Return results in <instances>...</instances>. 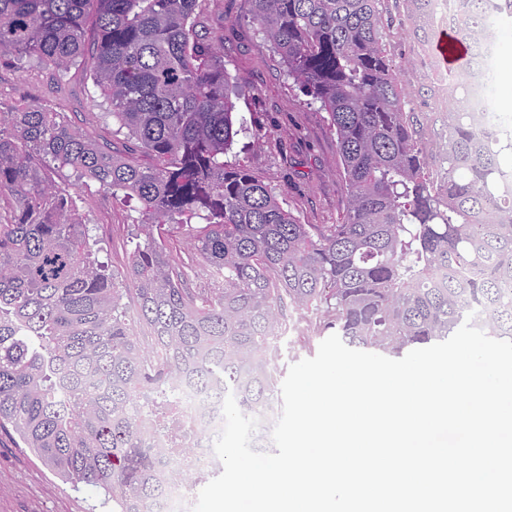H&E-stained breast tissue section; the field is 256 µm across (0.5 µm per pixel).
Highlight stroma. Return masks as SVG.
Wrapping results in <instances>:
<instances>
[{
	"mask_svg": "<svg viewBox=\"0 0 512 512\" xmlns=\"http://www.w3.org/2000/svg\"><path fill=\"white\" fill-rule=\"evenodd\" d=\"M251 0H207L198 24L217 33L224 67L239 90L234 104L247 118L252 133L236 160L270 187L278 201L302 224H338L346 212L348 194L336 131L328 113L312 102L288 75V66L252 21ZM392 54L401 68L407 107L415 116L433 110L435 96L419 80L416 44L393 30ZM102 97L89 74L71 68L65 80L53 70L30 62L17 67L11 55L0 56V111L40 105L62 113L67 124L84 137L110 144L126 155L127 139L104 114ZM70 186L89 236L115 276H123L137 240L153 235L165 246L171 267L184 271L183 283L193 292L220 294L209 281L208 264L194 251V240L206 221L194 216L180 223L141 222L138 201H125L96 182L76 180L72 172L56 176ZM0 512H109L98 491L72 485L49 470L26 447L11 425L0 426Z\"/></svg>",
	"mask_w": 512,
	"mask_h": 512,
	"instance_id": "obj_1",
	"label": "stroma"
}]
</instances>
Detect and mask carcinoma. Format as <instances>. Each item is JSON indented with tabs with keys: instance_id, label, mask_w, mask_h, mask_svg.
Listing matches in <instances>:
<instances>
[{
	"instance_id": "cac0c4a2",
	"label": "carcinoma",
	"mask_w": 512,
	"mask_h": 512,
	"mask_svg": "<svg viewBox=\"0 0 512 512\" xmlns=\"http://www.w3.org/2000/svg\"><path fill=\"white\" fill-rule=\"evenodd\" d=\"M393 1L407 33L430 43L434 0H252L258 31L336 129L348 207L315 229L224 160L249 126L197 30L205 0H0V53L61 79L83 67L151 159L117 157L39 105L0 113V424L53 472L148 512L162 483L141 421L161 380L185 374L217 401L232 385L253 409L267 390L256 355L287 300L322 312L319 332L390 355L448 339L477 307L490 335L512 340V170L499 161L512 142L456 107L427 141L390 51ZM502 13L512 0H461L446 32L470 50ZM66 169L137 199L146 224L204 214L194 247L224 271V293L191 296L150 237L118 287L50 178ZM135 321L159 358L142 353Z\"/></svg>"
}]
</instances>
